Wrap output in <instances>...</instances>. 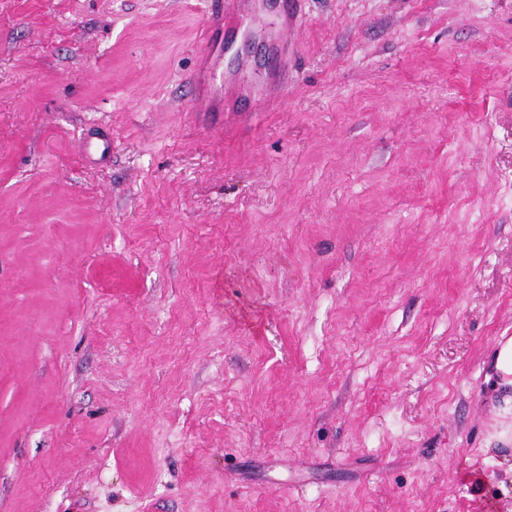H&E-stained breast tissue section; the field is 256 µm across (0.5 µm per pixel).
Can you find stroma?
Segmentation results:
<instances>
[{"mask_svg": "<svg viewBox=\"0 0 512 512\" xmlns=\"http://www.w3.org/2000/svg\"><path fill=\"white\" fill-rule=\"evenodd\" d=\"M296 2L0 0V512H512V0ZM241 0H211L206 12V28L197 48L198 67L194 82L201 91L200 99L204 102L199 112H224L208 96V90L217 82H224L223 73L217 69L219 58L224 54V32L243 11ZM492 373L487 375V380L494 378L495 389H503L512 386V339H508L500 345L492 363Z\"/></svg>", "mask_w": 512, "mask_h": 512, "instance_id": "1", "label": "stroma"}]
</instances>
